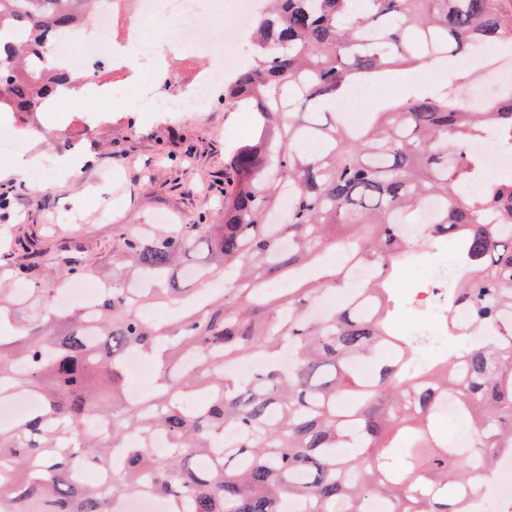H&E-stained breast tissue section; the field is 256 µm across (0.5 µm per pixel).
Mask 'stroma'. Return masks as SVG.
<instances>
[{"mask_svg":"<svg viewBox=\"0 0 512 512\" xmlns=\"http://www.w3.org/2000/svg\"><path fill=\"white\" fill-rule=\"evenodd\" d=\"M112 130L82 138L78 155L87 164L78 181L52 176L43 185H19L17 175L31 157L53 162L65 148L55 146L58 125L80 118L86 104L76 100L42 112L43 133L27 146V155L0 159V184L14 187L13 205L0 210V276L37 261L39 272L58 276L64 251L81 262L111 272L119 240L154 226L157 216L174 224H194L219 210L231 146L245 143L252 115L242 106L217 99L205 112H155L152 102L124 89ZM67 223H54L58 213ZM427 267L399 272L398 285L413 303L396 319L402 333L422 335L434 320L431 295L422 285Z\"/></svg>","mask_w":512,"mask_h":512,"instance_id":"1","label":"stroma"}]
</instances>
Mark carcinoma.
Returning <instances> with one entry per match:
<instances>
[{
    "label": "carcinoma",
    "instance_id": "1",
    "mask_svg": "<svg viewBox=\"0 0 512 512\" xmlns=\"http://www.w3.org/2000/svg\"><path fill=\"white\" fill-rule=\"evenodd\" d=\"M87 5L0 0V41L13 43L0 112H36L68 82L29 78L27 52ZM509 38L512 0H272L250 34L252 63L224 86L255 128L230 154L218 223L123 240L118 262L143 287L112 276L93 314L59 311L34 264L15 268L20 287H0V400H39L0 429V512H114L115 497L140 492L168 512H365L371 498L392 512H471L472 479L512 454V175L473 190L484 160L466 145L512 142V90L480 109L448 85L413 92L361 124L325 105L397 66ZM418 233L454 241L464 274L448 311L467 313L448 320L462 357L425 371L392 328L407 302L391 275ZM358 267L374 277L317 312ZM158 302L166 316L144 312ZM131 353L157 371L140 401L128 398ZM255 360L251 376L227 370ZM364 362L377 365L369 381ZM449 397L475 430L467 448L441 432ZM131 434H163L169 451L129 447ZM116 448L111 485L72 479Z\"/></svg>",
    "mask_w": 512,
    "mask_h": 512
}]
</instances>
